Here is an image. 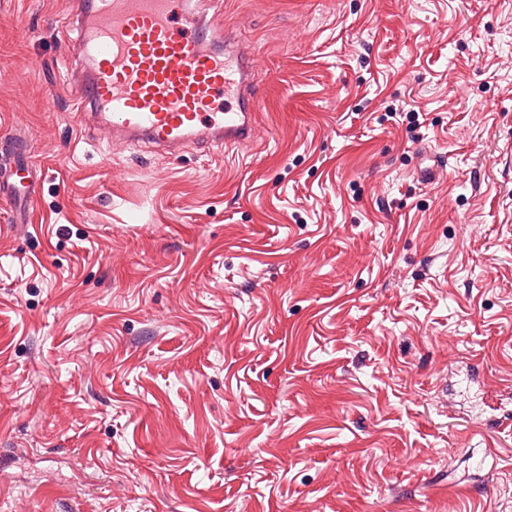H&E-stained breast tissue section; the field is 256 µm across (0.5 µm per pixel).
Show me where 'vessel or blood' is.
<instances>
[{
	"label": "vessel or blood",
	"mask_w": 512,
	"mask_h": 512,
	"mask_svg": "<svg viewBox=\"0 0 512 512\" xmlns=\"http://www.w3.org/2000/svg\"><path fill=\"white\" fill-rule=\"evenodd\" d=\"M77 41L91 63L71 88L89 118L109 126L115 142H148L175 154L186 143L253 140V58L222 23L191 0H72ZM15 180L0 179V199L35 200L36 178L21 138L0 140Z\"/></svg>",
	"instance_id": "obj_1"
}]
</instances>
